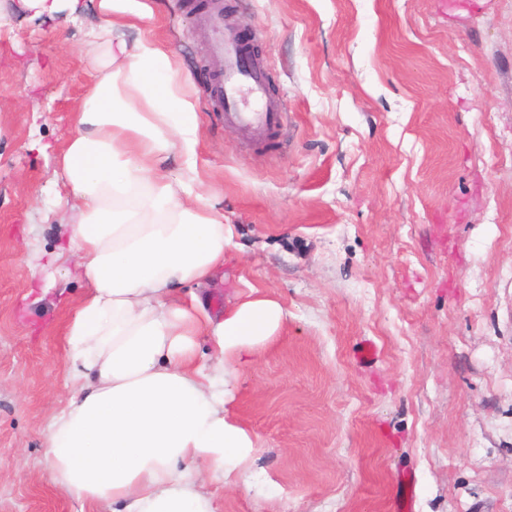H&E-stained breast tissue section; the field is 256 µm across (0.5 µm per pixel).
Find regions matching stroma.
I'll list each match as a JSON object with an SVG mask.
<instances>
[{
  "label": "stroma",
  "mask_w": 512,
  "mask_h": 512,
  "mask_svg": "<svg viewBox=\"0 0 512 512\" xmlns=\"http://www.w3.org/2000/svg\"><path fill=\"white\" fill-rule=\"evenodd\" d=\"M198 118L197 170L233 237L212 315L249 287L287 316L240 366L259 439L218 512H512V0H223L287 120L256 143L209 104L206 17L144 0ZM79 16L0 30V512H81L44 455L69 395L57 158L93 71ZM377 349L369 364L356 352Z\"/></svg>",
  "instance_id": "stroma-1"
}]
</instances>
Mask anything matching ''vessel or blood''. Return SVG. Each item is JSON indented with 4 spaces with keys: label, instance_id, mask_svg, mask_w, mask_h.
<instances>
[{
    "label": "vessel or blood",
    "instance_id": "obj_1",
    "mask_svg": "<svg viewBox=\"0 0 512 512\" xmlns=\"http://www.w3.org/2000/svg\"><path fill=\"white\" fill-rule=\"evenodd\" d=\"M208 17L214 32L210 48L212 80L207 88L210 103L223 113L226 124L256 141H268L281 127L285 106L270 94L262 65L245 62L240 42L225 36L221 0H211ZM244 90L254 99L252 108L241 105L240 93Z\"/></svg>",
    "mask_w": 512,
    "mask_h": 512
}]
</instances>
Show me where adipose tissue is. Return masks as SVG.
<instances>
[{
  "label": "adipose tissue",
  "instance_id": "adipose-tissue-1",
  "mask_svg": "<svg viewBox=\"0 0 512 512\" xmlns=\"http://www.w3.org/2000/svg\"><path fill=\"white\" fill-rule=\"evenodd\" d=\"M104 56L58 159L73 214L66 251L86 290L66 327L73 390L49 424L53 481L92 512H217L209 481L234 485L257 446L232 383L286 312L259 288L211 316L199 286L224 267V212L173 153H196L197 115L169 55L124 28L144 0H102ZM209 337L201 359L199 337Z\"/></svg>",
  "mask_w": 512,
  "mask_h": 512
}]
</instances>
